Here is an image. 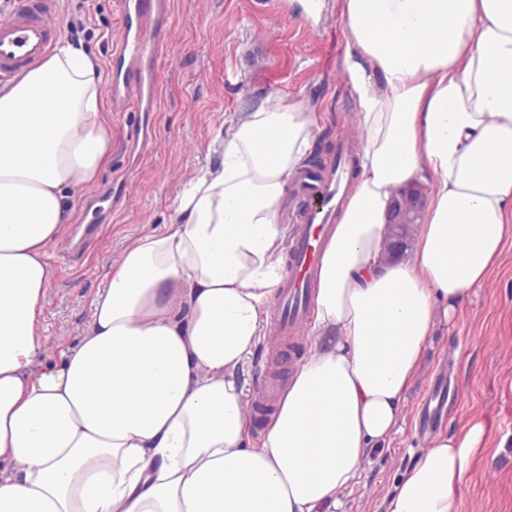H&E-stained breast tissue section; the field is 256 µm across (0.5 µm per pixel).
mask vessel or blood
<instances>
[{
	"label": "vessel or blood",
	"mask_w": 512,
	"mask_h": 512,
	"mask_svg": "<svg viewBox=\"0 0 512 512\" xmlns=\"http://www.w3.org/2000/svg\"><path fill=\"white\" fill-rule=\"evenodd\" d=\"M121 37L112 42L109 98L113 111L135 117L131 137L148 140L146 113L159 109L160 66L167 55L171 28V0H116ZM60 34L49 16L47 0H17L7 19L0 20V81L9 80L48 55ZM348 172L308 165L302 167L290 190V209L297 230L288 246V272L281 283L270 317L267 336L272 352H280L288 337L307 322L313 304L315 278L314 243L322 230L332 228L336 210L348 189ZM276 387L260 380L251 411L262 413L274 405ZM448 401V379L437 377L427 397L424 430Z\"/></svg>",
	"instance_id": "obj_1"
}]
</instances>
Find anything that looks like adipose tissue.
<instances>
[{
    "label": "adipose tissue",
    "instance_id": "1",
    "mask_svg": "<svg viewBox=\"0 0 512 512\" xmlns=\"http://www.w3.org/2000/svg\"><path fill=\"white\" fill-rule=\"evenodd\" d=\"M361 148L317 275L314 336L259 443L242 372L281 285L286 187L316 113L260 104L218 136L181 220L107 275L76 346L46 341L48 248L111 162L97 59L59 41L0 87V512H339L367 449L400 430L437 322L512 232V0H341ZM426 206L385 256L403 189ZM487 440L436 437L386 512H461Z\"/></svg>",
    "mask_w": 512,
    "mask_h": 512
}]
</instances>
